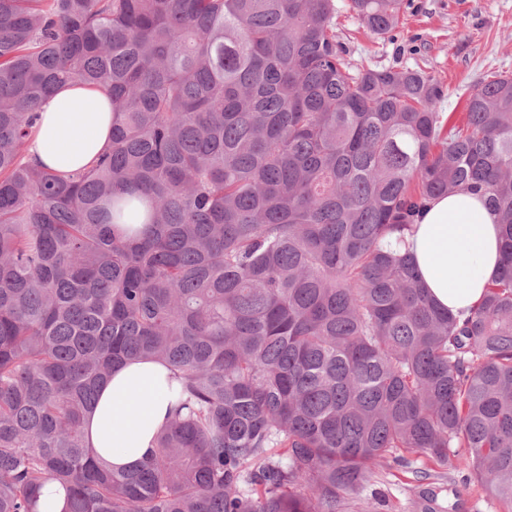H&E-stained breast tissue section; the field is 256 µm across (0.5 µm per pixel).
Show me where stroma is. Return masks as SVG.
I'll return each mask as SVG.
<instances>
[{
    "instance_id": "obj_1",
    "label": "stroma",
    "mask_w": 512,
    "mask_h": 512,
    "mask_svg": "<svg viewBox=\"0 0 512 512\" xmlns=\"http://www.w3.org/2000/svg\"><path fill=\"white\" fill-rule=\"evenodd\" d=\"M336 39L352 66L419 68L438 80V109L456 117L467 98L492 73L512 76V0H404L390 37L372 36L335 0ZM439 500L458 512H507V504L486 497L464 476L446 472ZM413 473L385 467L371 477L358 498L359 512H416Z\"/></svg>"
}]
</instances>
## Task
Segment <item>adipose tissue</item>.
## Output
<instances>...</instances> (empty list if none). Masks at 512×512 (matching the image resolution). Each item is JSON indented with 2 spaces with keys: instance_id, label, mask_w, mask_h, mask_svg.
I'll return each instance as SVG.
<instances>
[{
  "instance_id": "obj_1",
  "label": "adipose tissue",
  "mask_w": 512,
  "mask_h": 512,
  "mask_svg": "<svg viewBox=\"0 0 512 512\" xmlns=\"http://www.w3.org/2000/svg\"><path fill=\"white\" fill-rule=\"evenodd\" d=\"M111 145L108 95L66 85L40 104L28 157L68 175L89 167ZM410 242L423 287L437 305L454 314L475 307L499 270V226L478 194L429 200ZM175 387L165 364L143 358L116 366L84 420L88 446L112 467H138L167 422Z\"/></svg>"
}]
</instances>
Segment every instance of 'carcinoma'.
I'll list each match as a JSON object with an SVG mask.
<instances>
[{
    "mask_svg": "<svg viewBox=\"0 0 512 512\" xmlns=\"http://www.w3.org/2000/svg\"><path fill=\"white\" fill-rule=\"evenodd\" d=\"M401 7L349 0L380 38ZM67 82L108 90L112 148L63 179L26 145ZM442 95L345 62L334 0H0V512L48 481L66 512H350L412 455L512 505V77L455 122ZM457 191L488 195L503 263L454 316L384 240ZM140 357L176 404L116 470L82 425Z\"/></svg>",
    "mask_w": 512,
    "mask_h": 512,
    "instance_id": "cac0c4a2",
    "label": "carcinoma"
}]
</instances>
